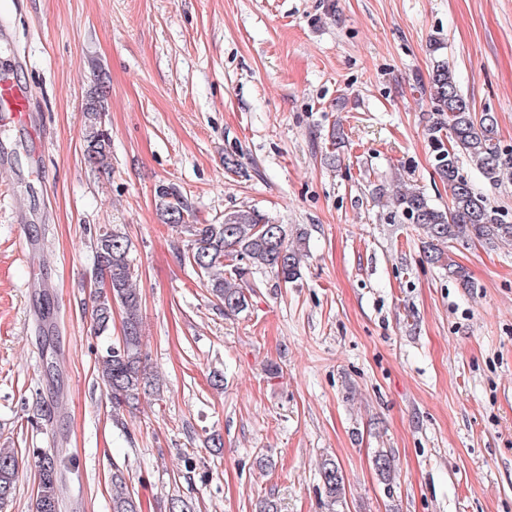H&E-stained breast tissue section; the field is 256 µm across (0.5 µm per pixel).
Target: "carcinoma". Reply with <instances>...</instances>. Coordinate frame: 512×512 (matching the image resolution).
<instances>
[{"label":"carcinoma","instance_id":"1","mask_svg":"<svg viewBox=\"0 0 512 512\" xmlns=\"http://www.w3.org/2000/svg\"><path fill=\"white\" fill-rule=\"evenodd\" d=\"M434 109L429 114L427 134L434 152L435 171L448 186V206L438 208L415 188H401L392 201L396 211L424 234L423 256L431 264L448 267V273L466 282L463 268L452 260L451 243L470 240L511 242L512 222L477 193L460 172V156L491 185L503 181L512 170V149L501 148L497 118L492 112H475L462 95L448 61H436L429 81ZM106 92L90 97L86 106L88 126L84 136V156L88 165L106 171L111 165V136L101 126ZM156 207L164 223L184 226L192 243L184 260L208 280L212 294L224 305V314L238 315L248 308L243 280L249 270L264 268L284 283L302 277L306 233L299 230L292 240L282 224H275L254 208L224 214L217 224H192V208L182 193L168 185L156 189ZM93 276L101 284L95 295L93 322L97 331L108 329L112 309L124 313L123 336L109 345L98 358V378L104 386L112 414L134 409L152 390L143 366L141 295L135 283L133 243L118 227L107 229L94 243ZM38 486L35 512H55L60 508L63 475L59 456L50 451L36 455ZM19 462L14 450L0 448V505L14 497ZM320 479L329 505L337 506L346 495L345 479L335 459L320 462ZM112 512H140L123 473L112 474Z\"/></svg>","mask_w":512,"mask_h":512}]
</instances>
